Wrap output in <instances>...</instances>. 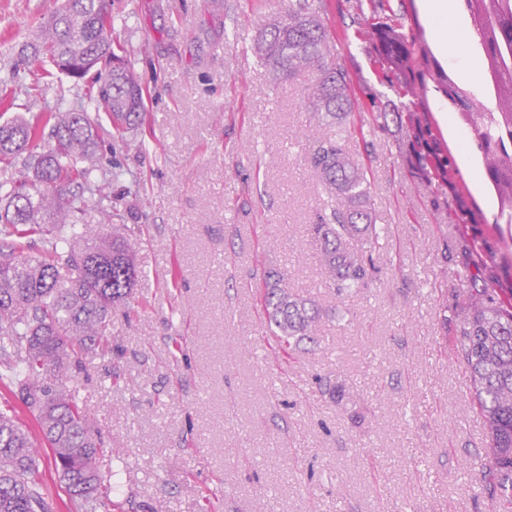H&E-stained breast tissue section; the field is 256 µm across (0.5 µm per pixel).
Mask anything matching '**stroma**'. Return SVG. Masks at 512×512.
Here are the masks:
<instances>
[{
    "mask_svg": "<svg viewBox=\"0 0 512 512\" xmlns=\"http://www.w3.org/2000/svg\"><path fill=\"white\" fill-rule=\"evenodd\" d=\"M61 0H0V41H21ZM147 91L145 127L101 147L120 166L119 219L105 235L140 240L141 274L108 323L112 352L88 355L57 386L76 392L103 443L109 512H499L487 430L458 358L475 269L512 290V226L458 114L428 92L453 153L454 186L431 191L373 67L377 22L357 0H326L330 53L355 105L336 135L369 168L385 237L367 287L328 288L309 227L330 199L308 158L311 72L274 81L253 50L288 0H111ZM62 80L12 111L84 105ZM482 214L462 224L459 189ZM491 260L476 264V247ZM330 315L317 345L287 354L260 302L269 269ZM41 447L50 512L75 506Z\"/></svg>",
    "mask_w": 512,
    "mask_h": 512,
    "instance_id": "stroma-1",
    "label": "stroma"
}]
</instances>
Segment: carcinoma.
<instances>
[{"label":"carcinoma","mask_w":512,"mask_h":512,"mask_svg":"<svg viewBox=\"0 0 512 512\" xmlns=\"http://www.w3.org/2000/svg\"><path fill=\"white\" fill-rule=\"evenodd\" d=\"M386 20L358 31L377 46L376 63L396 81L407 99L395 113L421 175L436 189L448 188L457 168L448 145L423 108L427 78L461 114L498 197L492 223L512 224V74L494 80L480 101L443 68L430 66L432 54L417 32L404 26L390 0H367ZM358 3V10H363ZM323 0H288V10L258 32L254 48L279 78L302 71L317 74L307 97L317 116L309 130L310 164L332 200L328 221L310 225L320 244L329 286L341 294L367 285L370 268L348 242L360 238L374 249L384 230L373 214L370 182L338 141L322 128L342 123L354 99L345 71L329 60V36L320 18ZM109 0H64L24 44L53 69L28 88L39 95L62 74L80 83L95 81L88 110L61 109L17 115L0 124V372L13 384L35 418L51 450V462L80 512H97L106 497L99 470L100 443L75 394L58 390L51 375L78 366L89 351L107 352L106 328L112 307L130 294L138 277L136 247L121 236L107 237L112 183L123 180L117 167L99 165L101 141L121 138L144 121V95L132 63L119 54ZM104 113L111 124L99 120ZM43 249L30 252L31 239ZM262 307L268 330L291 351L315 342L322 310L288 291L284 276L271 271L263 284ZM459 358L469 373L491 448L492 473L502 512H512V295L497 298L490 288L457 329ZM34 442L15 417L0 412V512H48L39 491Z\"/></svg>","instance_id":"carcinoma-1"}]
</instances>
